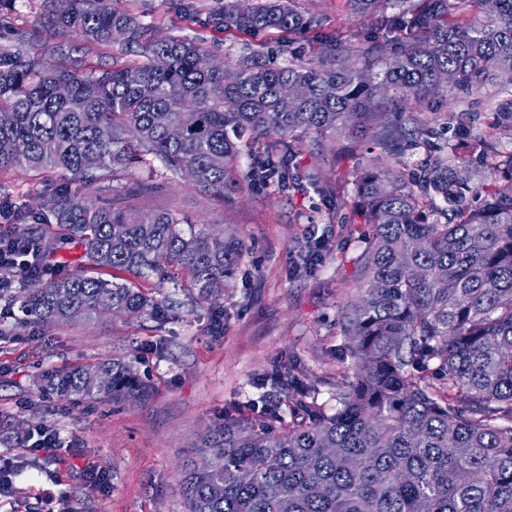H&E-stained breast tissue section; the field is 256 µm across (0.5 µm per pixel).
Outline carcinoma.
I'll return each instance as SVG.
<instances>
[{
  "label": "carcinoma",
  "mask_w": 512,
  "mask_h": 512,
  "mask_svg": "<svg viewBox=\"0 0 512 512\" xmlns=\"http://www.w3.org/2000/svg\"><path fill=\"white\" fill-rule=\"evenodd\" d=\"M54 2L42 0L43 15L78 43L0 48V113L11 115L0 123V172L69 175L37 209L0 200V301H20L24 315L13 330L172 318L169 302L85 273L32 275L16 295L11 265L58 242L77 244L95 270L161 282L178 270L205 298L235 276L242 238L187 233L188 219L171 211L99 204L84 193L97 172L137 164L150 180L192 169L196 187L222 196L239 185L235 163L247 134L265 143L246 180L283 188L299 180L303 138L339 131L367 139L377 154L356 176L353 205L371 227L358 257L366 287L340 322L360 371L336 389L328 414L316 406L318 388L288 366L273 381L297 395L281 434L270 423L280 417L276 399L251 418H224L199 450L213 456L208 478L197 474L196 458L183 465L187 512H512V152L478 130L475 145L491 163L474 167L431 143L426 122H385L430 98L460 103L502 85L512 73V0H479V14L471 0H347L352 15L371 21L369 43H331L309 62L290 46L301 31L327 41L321 14L295 0H227L214 28L277 30L290 59L270 66L253 52L221 72L196 42L161 40L110 0H69L62 11ZM384 27L414 41L388 54ZM115 42L142 62L73 61L83 43ZM360 55L371 63L356 65ZM62 82L66 96L57 91ZM186 106L195 121L175 140L169 130ZM49 224L57 227L52 244ZM40 389L84 399L150 393L131 363L113 357L46 370Z\"/></svg>",
  "instance_id": "cac0c4a2"
}]
</instances>
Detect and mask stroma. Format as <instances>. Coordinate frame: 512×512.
I'll return each instance as SVG.
<instances>
[{"instance_id": "obj_1", "label": "stroma", "mask_w": 512, "mask_h": 512, "mask_svg": "<svg viewBox=\"0 0 512 512\" xmlns=\"http://www.w3.org/2000/svg\"><path fill=\"white\" fill-rule=\"evenodd\" d=\"M112 0L141 15L156 31L194 38L211 55L231 62L244 49L269 56L279 34L258 38L215 30L210 16L224 0ZM301 10L323 14L331 30L364 43L366 22L351 17L346 0H297ZM0 22L29 30L36 44L58 39L47 27L40 0L20 10L0 9ZM462 105L419 112L435 141L465 158H476L472 126ZM372 157L368 144L353 145L343 134L304 143L297 162L316 171L319 189L301 185H245L230 197L198 191L182 177L146 182L140 166L102 171L87 186L89 196L139 212L168 210L193 217L217 233L244 239L246 249L234 279L218 301L192 300L177 282L139 280L144 292L177 302L176 317L160 325L148 316L83 319L38 328L32 336H0V457L12 489L0 495V512H186L178 490L179 466L201 447L225 414H254L253 403L273 371L294 362L304 380L317 384L325 411L343 377L358 362L340 331L342 308L361 284L357 257L365 227L352 213L357 169ZM147 188L127 195V188ZM44 188L39 176L0 173V198L36 206ZM327 241L322 263L307 273L294 266L308 246V225ZM130 360L148 380V398L61 399L39 391L48 368L89 365L103 358ZM41 427L63 443L44 457L21 445ZM105 472L109 487L92 488L88 472Z\"/></svg>"}]
</instances>
